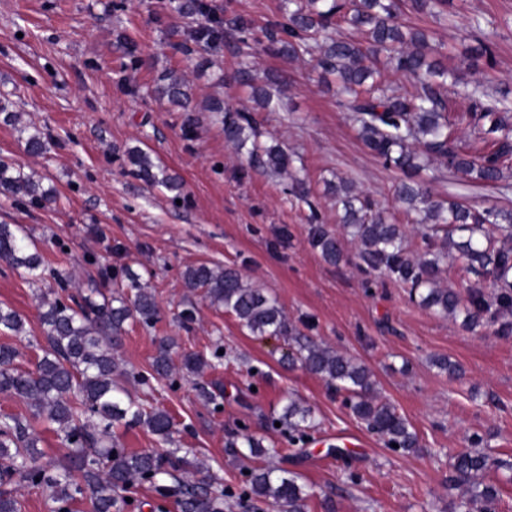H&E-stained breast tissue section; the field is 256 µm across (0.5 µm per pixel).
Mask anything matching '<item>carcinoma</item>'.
<instances>
[{"label": "carcinoma", "mask_w": 512, "mask_h": 512, "mask_svg": "<svg viewBox=\"0 0 512 512\" xmlns=\"http://www.w3.org/2000/svg\"><path fill=\"white\" fill-rule=\"evenodd\" d=\"M177 9L198 17L195 40L209 44L233 31L236 41L246 42L251 34L248 20L237 17L224 23L206 13L199 0H178ZM288 22L267 27L262 50L275 56L309 58L312 70L325 83L333 84L337 107L357 125L364 146L385 166L401 174L393 185L394 200L408 214L417 216L426 242L440 241L436 250L418 258L408 252L402 225L394 222L385 208L372 198L355 194L352 185L339 179L328 184L341 205L339 221L347 236L359 246L358 258L366 270L400 285L409 299L442 317L463 316V326L473 330L492 321L501 311H512V209L497 206L477 210L454 200L433 198L422 182L412 175L435 161L455 175L485 184H507L512 159V103L493 99L478 88H465L470 99L465 115L474 134L471 143L457 135L459 119L448 114L447 77L441 57L445 44L425 30L406 28L398 22L401 0H282ZM347 24L363 30L367 45L342 34ZM250 54H244L235 73L236 82L251 91L260 107L270 109L271 95L254 83ZM413 80L410 91L391 84L385 74ZM168 83L157 92L172 104L184 107L188 94L182 77L171 73ZM208 111L224 113V140L247 156L249 165L281 173L290 172L291 158L279 145L258 141L255 120L242 111H224L217 101ZM32 154L48 151V141L34 127L24 138ZM135 174L144 181L180 196L183 182L157 165L142 149L128 154ZM0 192L12 197L41 201L51 192L40 190L32 175L10 160L0 158ZM309 236L322 258L336 264L343 253L337 234L324 224H312ZM458 255L467 270L490 276L496 291L486 296L477 290L467 297L439 285L440 264ZM0 261L41 279L46 260L35 240L21 233L16 224H0ZM56 287L40 297V318L46 327V346L33 367L14 365L19 351L0 346V392L25 402L29 415L11 414L0 418V512H21V505L7 487L27 486L49 492L53 512H69L71 502L82 499L90 512H124L137 501L127 502V493L148 483L166 496H179L181 512H224V492L209 483L192 480L195 461L169 451L130 453L112 429L142 426L163 441H172L173 423L163 410L146 401L124 398L123 383L152 388V382L173 378L170 357L173 341L162 338L151 371H128L120 367L114 351L132 321L152 327L159 309L142 277L125 272L133 294L106 296L90 278L86 287L73 295L67 275L52 270ZM186 287L198 291L210 305L236 316L240 325L261 336H291L296 343L295 359L310 373L320 376L346 401L367 430L380 436L386 447L397 444L408 450L418 445L410 423L388 401L373 395L370 370L363 364L293 333L278 299L248 285L234 267L206 263L189 266L182 274ZM24 320L14 309L0 306V333L19 335ZM212 363L199 353L182 356L179 371L195 376ZM52 426L65 445L64 461L52 467L43 459L40 438L32 422ZM314 416L310 407L289 400L280 416L288 430L304 436ZM484 439L475 434L470 448L454 456L452 487L462 489L453 501V512H494L499 489L480 476L491 470L512 471V462L484 451ZM183 471L185 480L170 489L157 483L160 475ZM81 481L72 478V472ZM299 476L277 467L251 472L250 494L276 512H305L304 486Z\"/></svg>", "instance_id": "obj_1"}]
</instances>
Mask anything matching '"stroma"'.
Returning a JSON list of instances; mask_svg holds the SVG:
<instances>
[{
    "label": "stroma",
    "instance_id": "stroma-1",
    "mask_svg": "<svg viewBox=\"0 0 512 512\" xmlns=\"http://www.w3.org/2000/svg\"><path fill=\"white\" fill-rule=\"evenodd\" d=\"M220 20H251L254 29L281 20V0H204ZM402 21L435 32L451 46L449 74L491 94L512 95V0H448L444 12L404 9ZM196 24L175 0H0V98H9L15 124L0 122V157L34 173L53 197L33 202L0 194V223L19 224L41 244L49 268L63 269L72 287L98 278L103 291L141 275L155 295L159 320L147 329L128 323L117 357L122 368L149 370L156 340L174 337L173 361L199 352L213 367L180 388L156 384L153 406L174 423L171 443L145 428L117 427L132 452L182 449L203 460L224 491L225 512H270L246 497L248 473L280 467L299 476L306 512H449L450 453L478 434L497 457L512 458V334L487 322L464 330L410 301L405 288L369 282L358 246L343 237L344 257L326 263L309 243V210L339 226L326 181L342 177L355 191L391 206L399 174L361 142L309 61L259 53V85L278 106L255 111L261 139L294 152V169L307 180L311 203L297 200L290 176L249 167L224 140L225 110H255L248 89L236 86L229 40L203 47ZM492 46L490 63L471 65L467 51ZM186 82L181 109L159 97L169 71ZM43 130L49 150L28 154L20 130ZM138 147L184 184L181 198L137 177L128 152ZM436 198L512 209V190L462 179L439 165L423 171ZM237 268L245 281L279 300L302 334L366 365L380 397L394 404L419 439L414 451H394L370 433L344 397L300 364L289 363L287 338L256 336L236 317L185 288L186 266ZM23 270L0 261V304L24 320L0 345L20 351V367L40 353V288ZM194 319L183 323V311ZM457 365L440 370L435 358ZM220 388L208 403L196 384ZM310 406L315 425L302 441L275 426L288 400ZM260 438L268 453L242 458V438Z\"/></svg>",
    "mask_w": 512,
    "mask_h": 512
}]
</instances>
